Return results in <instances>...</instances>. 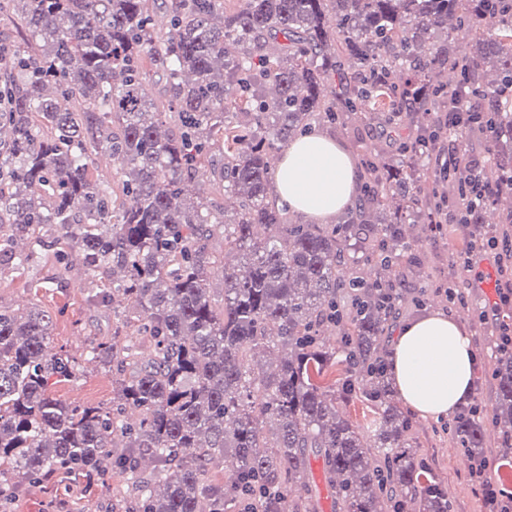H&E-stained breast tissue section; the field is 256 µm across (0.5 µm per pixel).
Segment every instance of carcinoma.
Returning <instances> with one entry per match:
<instances>
[{
	"label": "carcinoma",
	"mask_w": 512,
	"mask_h": 512,
	"mask_svg": "<svg viewBox=\"0 0 512 512\" xmlns=\"http://www.w3.org/2000/svg\"><path fill=\"white\" fill-rule=\"evenodd\" d=\"M168 30L155 31V0H0V14L28 29L21 43L0 39V238L31 237L77 253L102 303L114 299L112 339L91 342L90 360L116 374L112 406L72 404L48 392L78 363L48 350L51 316L0 305V508L17 486L56 471H88L101 483L117 470L127 489L120 512H224L250 498L251 512H318L291 487H307L310 456L322 461L333 512H448L440 484L408 443L410 419L392 402L382 336L396 307L372 286L390 276L391 253L408 248L401 217L372 216L399 201L427 208L453 197L466 205L459 172L433 173L421 193L409 141L362 158L358 205L337 224H299L271 202L275 153L309 125L344 126L383 112L420 117L436 130L448 95L475 100L459 152L470 138L490 142L483 174L493 186L483 206L512 195V0H162ZM458 40L471 43L459 55ZM167 86L157 105L144 60ZM336 78L339 92L322 87ZM112 156L120 192L92 179V157ZM206 169L232 214L192 193ZM276 226L275 235L264 229ZM224 243L223 280L210 243ZM376 259L372 279L351 245ZM344 338L354 376L319 381L338 364L326 345ZM140 336L151 351L115 338ZM286 355L274 372L265 355ZM491 422L512 428V356L497 359ZM378 428L365 439L340 401L362 382ZM137 419H124L127 409ZM474 406L453 433L471 456L483 447ZM155 469L146 474L143 462ZM215 465L231 476L205 485Z\"/></svg>",
	"instance_id": "1"
}]
</instances>
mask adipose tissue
<instances>
[{"label":"adipose tissue","mask_w":512,"mask_h":512,"mask_svg":"<svg viewBox=\"0 0 512 512\" xmlns=\"http://www.w3.org/2000/svg\"><path fill=\"white\" fill-rule=\"evenodd\" d=\"M358 177L347 150L330 136L293 140L274 176L278 205L305 224H330L357 201ZM403 401L431 416L451 414L471 392L472 339L451 315L432 312L400 325L387 358Z\"/></svg>","instance_id":"ef3b65f1"}]
</instances>
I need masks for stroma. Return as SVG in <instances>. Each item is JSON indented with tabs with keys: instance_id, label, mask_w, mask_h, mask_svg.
<instances>
[{
	"instance_id": "obj_1",
	"label": "stroma",
	"mask_w": 512,
	"mask_h": 512,
	"mask_svg": "<svg viewBox=\"0 0 512 512\" xmlns=\"http://www.w3.org/2000/svg\"><path fill=\"white\" fill-rule=\"evenodd\" d=\"M311 128L336 139L356 160L382 147L387 131L381 119L351 122L343 128L315 122ZM403 233L409 248L403 258L402 290L409 299L418 295L422 301L403 305L397 321L403 324L428 312L442 311L466 327L477 356L472 395L480 417L488 423L482 453L490 463L494 484L512 492V447H505L499 429L489 424L495 405L492 373L496 357L490 348L491 322L481 317L484 308L495 307V253L483 252L467 271L448 263L449 253L463 248L469 235L467 227L457 226L455 234L449 236L415 217L404 224ZM424 269L432 273L426 283L419 277ZM454 284L467 286L470 296L466 305L448 301L446 290ZM90 291L80 264L59 263L51 249L35 255L26 265L0 266V305L20 312L34 307L49 312L53 319L51 349L64 350L80 362L74 377L51 383V395L69 403L108 407L115 377L110 369L87 360L86 352L92 340L111 337L112 307L92 300ZM408 416L410 443L428 468L430 479L442 483L447 491L449 512H482V496L469 480V455L450 429L451 416H429L413 409ZM123 486L124 477L117 472L104 486L97 477H75L61 471L47 482L20 485L8 512H111L112 496Z\"/></svg>"
}]
</instances>
